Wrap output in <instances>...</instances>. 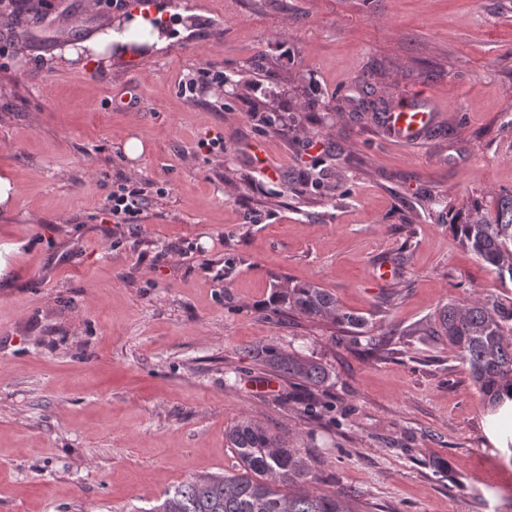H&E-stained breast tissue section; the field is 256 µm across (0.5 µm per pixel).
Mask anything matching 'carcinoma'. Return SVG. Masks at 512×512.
Listing matches in <instances>:
<instances>
[{
    "instance_id": "obj_1",
    "label": "carcinoma",
    "mask_w": 512,
    "mask_h": 512,
    "mask_svg": "<svg viewBox=\"0 0 512 512\" xmlns=\"http://www.w3.org/2000/svg\"><path fill=\"white\" fill-rule=\"evenodd\" d=\"M461 244L512 281V194L499 196L494 215L476 205L454 225ZM296 313L311 321H328L342 332L361 330L362 318L341 309L336 298L315 283L273 295L269 312ZM441 335L469 366L487 412L497 415L512 403V305L476 298L450 304L438 318ZM257 355L269 368L314 387L331 374L320 362L296 352L265 346ZM238 459L232 476L194 477L164 494L151 512H354L350 495L324 493L305 458L288 440L244 418L229 431Z\"/></svg>"
}]
</instances>
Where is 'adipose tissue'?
I'll return each instance as SVG.
<instances>
[{"instance_id":"obj_1","label":"adipose tissue","mask_w":512,"mask_h":512,"mask_svg":"<svg viewBox=\"0 0 512 512\" xmlns=\"http://www.w3.org/2000/svg\"><path fill=\"white\" fill-rule=\"evenodd\" d=\"M151 15L134 14L130 19L118 18L106 22L90 39L66 47L62 58L70 64L88 59L111 63L113 55L128 56L138 53L141 46L162 48L166 40L153 32Z\"/></svg>"}]
</instances>
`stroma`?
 Returning <instances> with one entry per match:
<instances>
[{
	"mask_svg": "<svg viewBox=\"0 0 512 512\" xmlns=\"http://www.w3.org/2000/svg\"><path fill=\"white\" fill-rule=\"evenodd\" d=\"M152 4L193 13L191 32L169 25L164 48L107 66L60 50L120 17L109 0H23L0 32V170L19 191L0 214V512H150L234 473L226 434L244 417L357 512H512V415L491 422L435 333L448 305L512 302L453 228L512 193V0ZM408 95L440 114L419 145L377 123ZM131 176L151 188L133 232L105 210ZM305 282L366 334L268 316ZM385 337L393 353L370 354ZM267 345L329 383L265 367ZM257 355L267 367L314 387L323 386L331 379L330 372L320 362L296 352L265 346Z\"/></svg>",
	"mask_w": 512,
	"mask_h": 512,
	"instance_id": "1",
	"label": "stroma"
}]
</instances>
